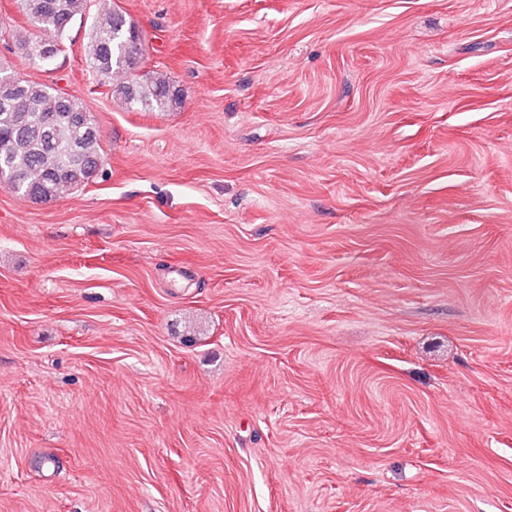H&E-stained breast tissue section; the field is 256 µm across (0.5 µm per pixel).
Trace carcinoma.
Masks as SVG:
<instances>
[{
    "label": "carcinoma",
    "instance_id": "carcinoma-1",
    "mask_svg": "<svg viewBox=\"0 0 512 512\" xmlns=\"http://www.w3.org/2000/svg\"><path fill=\"white\" fill-rule=\"evenodd\" d=\"M20 5L39 35L16 32L11 39L36 63L43 41L61 48L69 27L85 14L87 0H20ZM85 58L101 77H120L112 94L131 108L165 112L180 104L166 78L143 72L142 33L118 7L96 17ZM104 164L102 131L83 100L0 65L1 183L24 197L50 201L88 184Z\"/></svg>",
    "mask_w": 512,
    "mask_h": 512
}]
</instances>
